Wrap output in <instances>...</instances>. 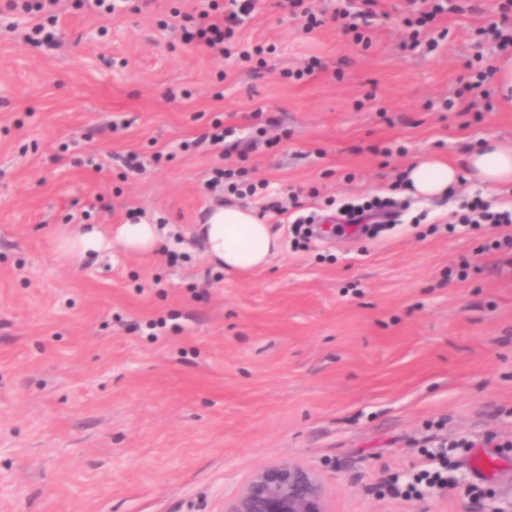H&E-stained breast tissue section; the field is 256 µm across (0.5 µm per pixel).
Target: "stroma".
<instances>
[{"label":"stroma","mask_w":512,"mask_h":512,"mask_svg":"<svg viewBox=\"0 0 512 512\" xmlns=\"http://www.w3.org/2000/svg\"><path fill=\"white\" fill-rule=\"evenodd\" d=\"M511 3L435 0L414 28L407 0H377L365 43L334 18L347 0H308L313 29L258 0L247 62L182 40L199 0H60L42 46L0 0V512H224L282 462L320 476L328 512L512 503V227L467 220L476 199L512 210V190L401 183L420 156L512 139L493 79ZM217 119L230 151L200 141ZM218 168L255 194L212 187ZM375 197L396 223L337 233V203ZM224 200L281 237L265 268L227 275L191 248ZM142 218L164 253L56 244L63 224ZM441 440L447 488L391 492Z\"/></svg>","instance_id":"1"}]
</instances>
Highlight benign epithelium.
<instances>
[{"label":"benign epithelium","instance_id":"benign-epithelium-1","mask_svg":"<svg viewBox=\"0 0 512 512\" xmlns=\"http://www.w3.org/2000/svg\"><path fill=\"white\" fill-rule=\"evenodd\" d=\"M225 512H326L320 477L297 463L256 470Z\"/></svg>","mask_w":512,"mask_h":512}]
</instances>
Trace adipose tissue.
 I'll use <instances>...</instances> for the list:
<instances>
[{"instance_id":"1","label":"adipose tissue","mask_w":512,"mask_h":512,"mask_svg":"<svg viewBox=\"0 0 512 512\" xmlns=\"http://www.w3.org/2000/svg\"><path fill=\"white\" fill-rule=\"evenodd\" d=\"M464 176L491 190L511 186L512 143H480L464 153L459 167L428 155L409 164L403 179L407 194L435 199L446 196L449 188ZM193 235L207 262L228 274L262 268L282 247L280 237L253 208L230 202L208 211L202 223L195 226ZM115 241L128 251L154 254L161 251L164 238L159 225L145 219L114 229L101 224L66 226L58 234L59 248L76 258L102 252Z\"/></svg>"}]
</instances>
